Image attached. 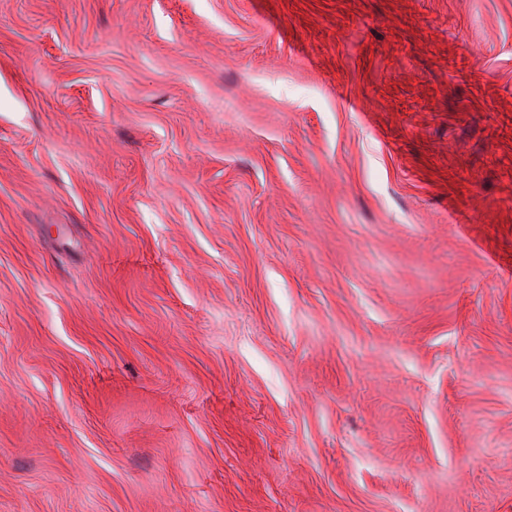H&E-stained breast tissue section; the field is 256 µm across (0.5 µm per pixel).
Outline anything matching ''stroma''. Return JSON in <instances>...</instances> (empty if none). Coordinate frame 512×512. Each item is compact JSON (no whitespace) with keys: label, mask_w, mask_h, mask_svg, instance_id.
Wrapping results in <instances>:
<instances>
[{"label":"stroma","mask_w":512,"mask_h":512,"mask_svg":"<svg viewBox=\"0 0 512 512\" xmlns=\"http://www.w3.org/2000/svg\"><path fill=\"white\" fill-rule=\"evenodd\" d=\"M0 512H512V0H0Z\"/></svg>","instance_id":"obj_1"}]
</instances>
